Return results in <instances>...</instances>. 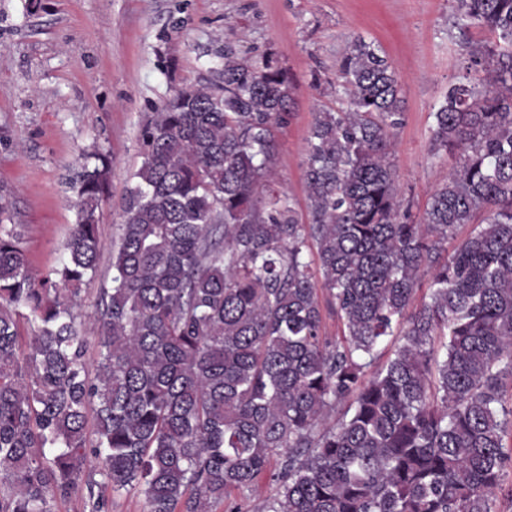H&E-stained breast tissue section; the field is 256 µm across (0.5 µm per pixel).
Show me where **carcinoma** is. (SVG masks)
<instances>
[{"mask_svg":"<svg viewBox=\"0 0 512 512\" xmlns=\"http://www.w3.org/2000/svg\"><path fill=\"white\" fill-rule=\"evenodd\" d=\"M458 10L493 36L466 47L488 78L450 84L433 113L432 149L458 161L418 222L392 160L401 85L357 38L340 69L349 105L315 113L307 139V224L272 186L294 104L277 59L228 51L214 79L147 115L95 370L75 308L97 270L106 158L72 183L54 270L33 272L0 225V512H53L88 462L91 512L107 506L99 486L139 491L143 512H498L512 461V0ZM266 475L271 497L232 498Z\"/></svg>","mask_w":512,"mask_h":512,"instance_id":"obj_1","label":"carcinoma"}]
</instances>
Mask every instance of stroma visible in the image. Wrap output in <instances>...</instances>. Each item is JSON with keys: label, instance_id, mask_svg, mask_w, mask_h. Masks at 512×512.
Instances as JSON below:
<instances>
[{"label": "stroma", "instance_id": "obj_1", "mask_svg": "<svg viewBox=\"0 0 512 512\" xmlns=\"http://www.w3.org/2000/svg\"><path fill=\"white\" fill-rule=\"evenodd\" d=\"M374 42L403 88L395 136L398 185L422 217L455 164L431 146L433 114L463 75L465 44L485 29L458 26L457 0H0V223L21 234L31 268L57 267L76 222L71 183L85 153L109 162L99 210L96 277L81 293L88 360L97 356L94 313L112 278V241L131 174L141 164L139 127L175 88L203 81L233 49L276 57L295 83L294 115L274 142L277 185L307 220V138L315 112L346 107L339 70L355 38Z\"/></svg>", "mask_w": 512, "mask_h": 512}]
</instances>
